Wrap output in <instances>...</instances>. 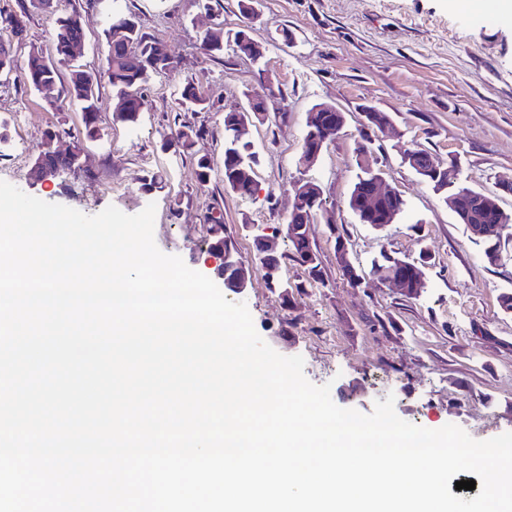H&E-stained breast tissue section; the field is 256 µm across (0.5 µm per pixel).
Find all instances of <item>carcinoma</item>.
Masks as SVG:
<instances>
[{
    "label": "carcinoma",
    "mask_w": 512,
    "mask_h": 512,
    "mask_svg": "<svg viewBox=\"0 0 512 512\" xmlns=\"http://www.w3.org/2000/svg\"><path fill=\"white\" fill-rule=\"evenodd\" d=\"M34 0H18L19 13L5 19V30L0 31V81L10 79L13 72H20L21 77L29 87L38 90L43 85H55L60 81L61 72L55 63L49 61L43 50L35 45L31 46L23 62H18L14 52L3 49V44L19 41L26 37L27 21L31 12L30 5ZM59 9L53 8L46 12L49 17L55 18L53 46L55 56L60 63H69L75 58L74 46L76 40L84 35V28L80 12L73 10L63 16L58 15ZM108 52L106 57L105 77L112 86L116 97L114 118L127 124L137 123L140 112L144 107V87L152 75H167L176 69V66L167 62V58L156 53L158 42L147 37L141 32L138 22L128 16L112 15L107 18ZM139 52L140 60L137 64L128 61V49ZM101 85V77L79 68L71 69L64 93L67 99L81 105L82 136L85 140H95L100 135V112L98 111V92ZM180 104L204 105L201 97L192 81H186L180 90ZM205 131L188 127L177 132V138L181 139L179 148L196 158L198 176L205 182L212 171L210 160L206 154H198L195 150L196 143L203 138ZM224 143L226 150L224 156H233V162L224 163V179L227 183L224 188L240 196H251L257 189L255 181V169L258 165V157L249 143H237L230 135L229 130H224ZM423 181L433 190L443 194V199L448 195L465 191V188L448 180L442 182L428 174H420ZM348 206L358 217L359 221L371 227H383L391 223V217L387 211L392 208L403 211L405 201L399 200L397 204L383 203L368 217L362 216L361 208L354 203V196H349ZM208 224V237L206 239L207 252L222 249H232V241L224 237V217L220 213H210L206 218ZM500 227L494 234L481 237L484 244V256L501 253L503 233L512 229V213L502 212L498 218ZM287 239L291 245L295 258L305 266L307 278L318 280L321 277L319 262L310 256L312 247L308 240L307 232L299 235H289Z\"/></svg>",
    "instance_id": "1"
}]
</instances>
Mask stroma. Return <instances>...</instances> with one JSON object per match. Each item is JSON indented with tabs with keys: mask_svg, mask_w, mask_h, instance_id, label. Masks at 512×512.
<instances>
[{
	"mask_svg": "<svg viewBox=\"0 0 512 512\" xmlns=\"http://www.w3.org/2000/svg\"><path fill=\"white\" fill-rule=\"evenodd\" d=\"M248 21L238 0H62L79 10L86 34L77 66L102 72L107 54L105 16L133 14L148 36L174 58V73L153 77L139 121L114 120V94L100 87L101 135L80 139L81 112L50 92L13 76L0 83V180L48 203L95 215L108 206L127 214L155 204L154 240L165 254L205 272V218L224 214V233L251 269L245 302L259 336L284 356H303L304 375L330 384L333 402L368 414L394 396L406 422L438 429L452 423L472 438L512 432V315L498 306L512 289V247L492 265L484 245L459 224L440 194L402 162L418 146L440 163L456 161L460 186L490 192L512 177V21L483 17L479 0H254ZM264 52L259 61L225 48L204 54L213 32L231 36L242 25ZM193 81L206 109L178 106L181 84ZM272 88L270 119L245 138L259 156L257 190L249 197L224 189V115L247 94ZM329 103L345 115L339 138L318 163L301 168L298 156L309 110ZM391 115L387 131H369L362 109ZM203 128L196 145L213 171L200 182L193 155L167 146L182 127ZM55 147L78 150L76 164L37 180L31 168L46 131ZM370 137L372 156L387 187L405 201L400 218L382 230L362 224L347 199L358 169L354 149ZM158 188H149L150 179ZM313 181L323 209L309 226L321 280L306 283L281 232L294 187ZM272 241L281 277L303 285L294 302L267 285L255 233ZM348 243L361 276L350 285L336 259V240ZM427 251V287L414 300L371 273L390 253L411 260Z\"/></svg>",
	"mask_w": 512,
	"mask_h": 512,
	"instance_id": "35a3bbf8",
	"label": "stroma"
}]
</instances>
